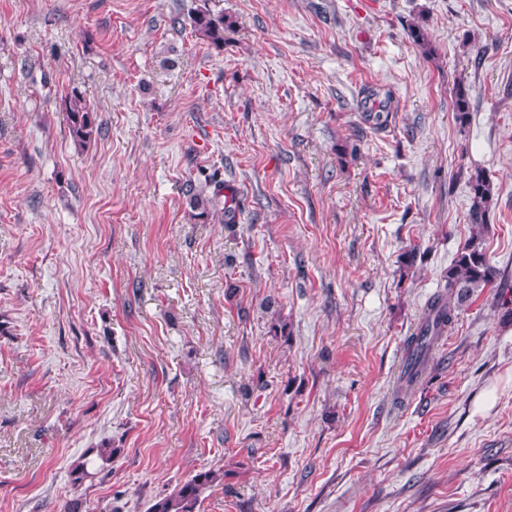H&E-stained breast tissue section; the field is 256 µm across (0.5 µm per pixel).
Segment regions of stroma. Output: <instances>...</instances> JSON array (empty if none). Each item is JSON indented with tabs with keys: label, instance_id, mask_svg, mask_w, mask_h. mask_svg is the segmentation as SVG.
<instances>
[{
	"label": "stroma",
	"instance_id": "obj_1",
	"mask_svg": "<svg viewBox=\"0 0 512 512\" xmlns=\"http://www.w3.org/2000/svg\"><path fill=\"white\" fill-rule=\"evenodd\" d=\"M197 5L223 50L171 26ZM477 168L512 277V0H0V512H147L209 469L198 512H512L494 289L394 401ZM208 178L235 223L191 221ZM364 102H372L366 107L367 121L372 123L373 128L379 130L385 128L388 123L389 112L392 109V92L389 89L368 87L364 90ZM385 114V115H384ZM69 134L79 148H86L101 134L102 124L97 111L77 89H72L63 99Z\"/></svg>",
	"mask_w": 512,
	"mask_h": 512
}]
</instances>
